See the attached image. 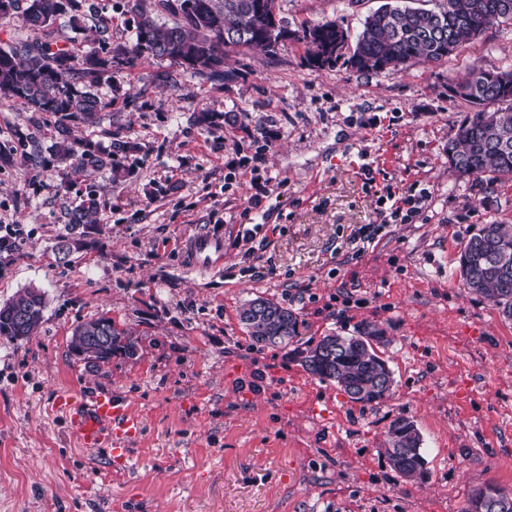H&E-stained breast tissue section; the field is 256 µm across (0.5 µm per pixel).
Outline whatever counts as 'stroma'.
Wrapping results in <instances>:
<instances>
[{"instance_id": "obj_1", "label": "stroma", "mask_w": 512, "mask_h": 512, "mask_svg": "<svg viewBox=\"0 0 512 512\" xmlns=\"http://www.w3.org/2000/svg\"><path fill=\"white\" fill-rule=\"evenodd\" d=\"M385 2L281 9L290 29L333 21L353 39ZM91 3L81 28L59 19L53 38L88 50L105 19L113 42L132 39L128 0ZM476 67L512 70L511 22L403 70L317 69L294 40L228 51L220 82L166 59L121 67L98 89L108 108L72 130L113 156L92 173L56 162L46 116L0 102V144L14 151L0 163V225L22 234L0 262V303L30 287L46 300L36 335L0 339V512H463L478 485L512 489V322L458 271L471 236L512 225V179L489 187L448 163L468 111L451 87ZM121 142L129 152L113 154ZM256 182L267 195L255 207ZM90 191L97 223L68 234L67 210ZM421 194L412 223L353 258L354 229ZM218 231L222 266L192 267L188 243ZM258 296L298 313L303 345L382 328L391 396L351 402L288 349L252 347L238 310ZM100 316L134 354L71 353L73 328ZM468 375L478 390L463 402L453 385ZM77 392L112 393L140 416L130 463L70 434L55 400ZM400 416L422 435L425 479L383 453Z\"/></svg>"}]
</instances>
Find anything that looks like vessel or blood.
<instances>
[{
  "mask_svg": "<svg viewBox=\"0 0 512 512\" xmlns=\"http://www.w3.org/2000/svg\"><path fill=\"white\" fill-rule=\"evenodd\" d=\"M188 253L195 267L209 270L219 267L224 258V240L207 235L193 240ZM71 433L84 448L105 451L114 459L128 458V446L141 429V421L130 410L126 400L112 394L77 393L59 400Z\"/></svg>",
  "mask_w": 512,
  "mask_h": 512,
  "instance_id": "obj_1",
  "label": "vessel or blood"
}]
</instances>
